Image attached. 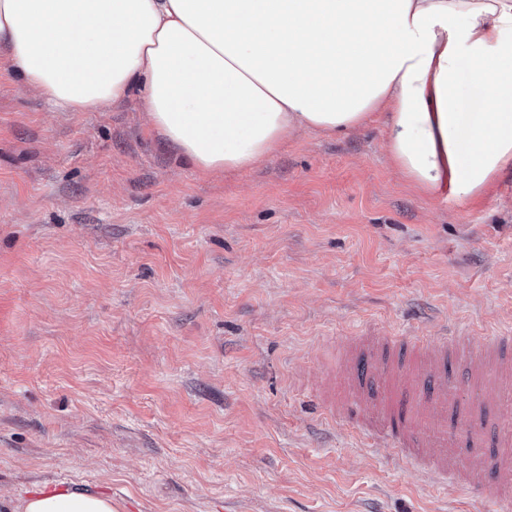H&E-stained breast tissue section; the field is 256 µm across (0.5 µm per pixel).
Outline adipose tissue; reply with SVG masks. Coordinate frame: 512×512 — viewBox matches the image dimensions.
Segmentation results:
<instances>
[{"label":"adipose tissue","mask_w":512,"mask_h":512,"mask_svg":"<svg viewBox=\"0 0 512 512\" xmlns=\"http://www.w3.org/2000/svg\"><path fill=\"white\" fill-rule=\"evenodd\" d=\"M0 71L66 112L142 94L201 172L375 121L424 194L473 203L512 169V0H0ZM468 85L486 111H468ZM12 512L118 509L43 488Z\"/></svg>","instance_id":"1"}]
</instances>
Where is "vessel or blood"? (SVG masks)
Segmentation results:
<instances>
[{
	"instance_id": "1",
	"label": "vessel or blood",
	"mask_w": 512,
	"mask_h": 512,
	"mask_svg": "<svg viewBox=\"0 0 512 512\" xmlns=\"http://www.w3.org/2000/svg\"><path fill=\"white\" fill-rule=\"evenodd\" d=\"M467 355L468 381L484 388L488 375L512 380V332L489 337L479 353H472L467 336H445L437 342L423 336L381 335L373 350L353 349L346 376L361 396V403L337 405L333 394L318 389L315 398L327 417L357 420L371 416L372 437L383 448L393 447L417 466H428L456 480L446 460L458 448H482L486 473L501 474L503 459L497 451L512 446V423L488 428L486 412H498L502 401L479 399L462 403L448 375L449 357Z\"/></svg>"
}]
</instances>
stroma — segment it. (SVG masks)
<instances>
[{
  "label": "stroma",
  "mask_w": 512,
  "mask_h": 512,
  "mask_svg": "<svg viewBox=\"0 0 512 512\" xmlns=\"http://www.w3.org/2000/svg\"><path fill=\"white\" fill-rule=\"evenodd\" d=\"M512 330V172L412 187L372 123L204 175L140 96L62 112L0 72V512L42 486L119 512H498L307 395L335 345Z\"/></svg>",
  "instance_id": "obj_1"
}]
</instances>
